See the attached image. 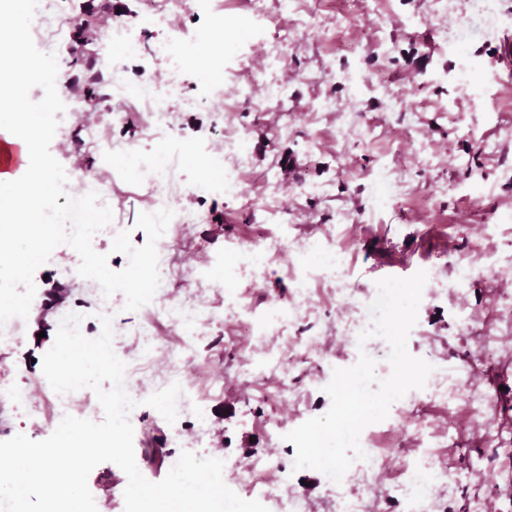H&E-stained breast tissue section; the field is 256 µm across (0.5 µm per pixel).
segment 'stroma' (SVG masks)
<instances>
[{
    "label": "stroma",
    "instance_id": "obj_1",
    "mask_svg": "<svg viewBox=\"0 0 512 512\" xmlns=\"http://www.w3.org/2000/svg\"><path fill=\"white\" fill-rule=\"evenodd\" d=\"M60 2L73 39L85 21L94 29L90 57L65 69L81 117L63 118L54 143L78 140L84 124L103 121L108 107L96 103L88 79L102 54L122 62L129 89L152 73L158 94L177 86L169 104L180 136H151L133 121L106 123L108 138L129 147L107 168L116 181L113 221L130 231L134 246L146 243L135 226L151 201L142 167L159 152L174 157L178 202L196 220L157 248L210 266L200 283L170 279L166 288L176 299L206 302L224 321L186 338L159 316L145 335L146 309L125 310L119 292L103 296L78 274V253L59 245L35 272L42 294L27 320L0 333V401L7 403L0 429L11 437L33 436L37 425L55 431L60 420L49 407L30 411L13 404L14 393L46 384L41 360L63 317L83 315L82 334L98 335L107 302L124 322L112 344L127 362L162 345L224 375V392L215 397L186 370L192 408L175 423L144 404L132 409L135 458L146 479L166 476L184 450L240 465L273 453L293 470L288 488L298 493L300 512H348L351 499L363 500L368 512H406L417 490L403 468L414 460L454 473L452 483H434L436 512H512V308L501 304L512 292V65L505 57L512 0H495L490 12L477 0H294L289 12L282 0H184L173 20L163 12L147 17L145 0H40L32 33ZM116 19L132 25L139 54L110 40ZM176 28L210 36L174 51ZM194 49L204 54L202 65L188 62ZM217 57L224 60L225 123L200 102ZM238 72L259 88L287 86V98L262 109L236 106ZM229 125L246 133V150L230 160L245 197L190 193ZM381 167L402 183L384 209L369 182ZM256 245L269 259L239 262ZM472 259L489 265L484 277L467 273ZM420 270L428 278L407 350L434 370L424 388L406 393L360 434L361 447L377 454L382 480L352 477L336 495L323 473L294 470L296 448L286 436L329 410L325 387L334 369L353 366L360 353L374 359L378 378L390 375L388 342L358 341L370 327L364 304L377 280ZM304 303L308 313H292ZM276 306L287 317L266 324ZM245 310L267 327L254 339L255 365L247 371L235 350ZM292 336L316 337L320 348L285 358L284 373L268 376L266 351ZM124 477L111 462L91 471L97 512H125Z\"/></svg>",
    "mask_w": 512,
    "mask_h": 512
}]
</instances>
